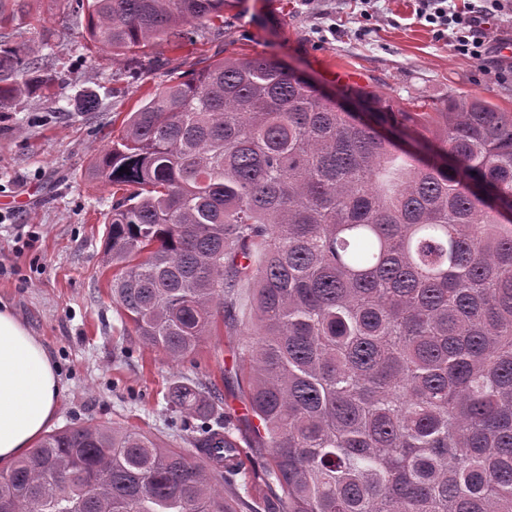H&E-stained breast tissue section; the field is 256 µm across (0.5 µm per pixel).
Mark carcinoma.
<instances>
[{"label": "carcinoma", "mask_w": 512, "mask_h": 512, "mask_svg": "<svg viewBox=\"0 0 512 512\" xmlns=\"http://www.w3.org/2000/svg\"><path fill=\"white\" fill-rule=\"evenodd\" d=\"M75 3L121 56L220 32L230 0ZM204 62H158L172 79L86 171L121 194L105 263L125 324L174 361L218 314L243 333L244 420L280 512H512V112L363 87L343 112L277 59ZM27 87L55 95L37 59L0 49V107ZM215 400L169 388L195 457L115 422L46 434L0 469V512H234Z\"/></svg>", "instance_id": "obj_1"}]
</instances>
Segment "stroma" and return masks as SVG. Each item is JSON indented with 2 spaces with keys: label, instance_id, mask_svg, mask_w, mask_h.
<instances>
[{
  "label": "stroma",
  "instance_id": "stroma-1",
  "mask_svg": "<svg viewBox=\"0 0 512 512\" xmlns=\"http://www.w3.org/2000/svg\"><path fill=\"white\" fill-rule=\"evenodd\" d=\"M4 8L14 17L0 23V45L30 48L57 90L0 109V301L56 365L62 389L52 429L113 421L185 448L191 429L166 395L177 380L206 383L223 397L241 462L226 474L224 496L236 512H267L281 490L266 477L268 451L252 447L243 419L237 337L218 330L178 364L125 331L104 265L112 188L86 181V168L127 114L167 82L159 61L174 54L190 64L219 50L272 57L335 99L361 86L416 100L427 112L452 92L512 112V64L494 53L476 60L452 52L418 20L415 0H376L371 22L360 0H234L220 37L176 53L155 45L127 60L88 40L68 0H6ZM90 97L96 104L88 109Z\"/></svg>",
  "mask_w": 512,
  "mask_h": 512
}]
</instances>
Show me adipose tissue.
I'll use <instances>...</instances> for the list:
<instances>
[{
    "mask_svg": "<svg viewBox=\"0 0 512 512\" xmlns=\"http://www.w3.org/2000/svg\"><path fill=\"white\" fill-rule=\"evenodd\" d=\"M59 394L46 348L9 306H0V467L10 466L42 435Z\"/></svg>",
    "mask_w": 512,
    "mask_h": 512,
    "instance_id": "1",
    "label": "adipose tissue"
}]
</instances>
